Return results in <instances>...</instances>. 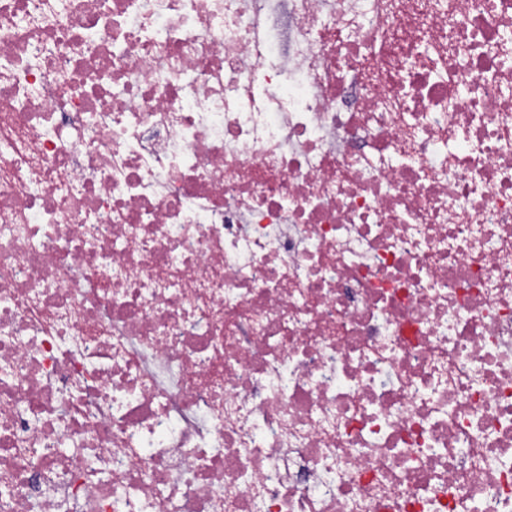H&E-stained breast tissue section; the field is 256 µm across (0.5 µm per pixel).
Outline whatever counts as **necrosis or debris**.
I'll use <instances>...</instances> for the list:
<instances>
[{
    "instance_id": "4bbe7bcc",
    "label": "necrosis or debris",
    "mask_w": 512,
    "mask_h": 512,
    "mask_svg": "<svg viewBox=\"0 0 512 512\" xmlns=\"http://www.w3.org/2000/svg\"><path fill=\"white\" fill-rule=\"evenodd\" d=\"M512 0H0V512H512Z\"/></svg>"
}]
</instances>
